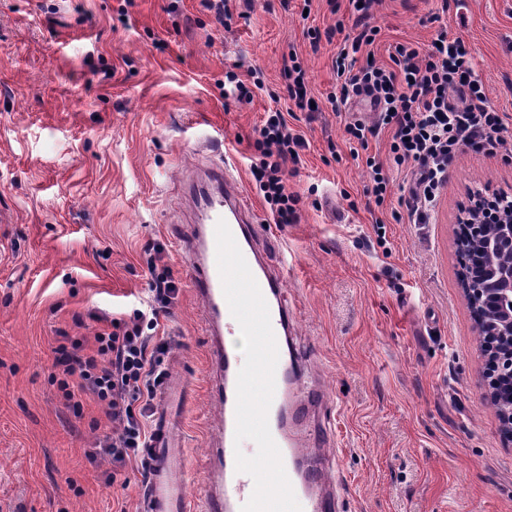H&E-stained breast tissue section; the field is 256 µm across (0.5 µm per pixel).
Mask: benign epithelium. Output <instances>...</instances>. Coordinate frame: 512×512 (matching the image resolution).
<instances>
[{
    "label": "benign epithelium",
    "instance_id": "1",
    "mask_svg": "<svg viewBox=\"0 0 512 512\" xmlns=\"http://www.w3.org/2000/svg\"><path fill=\"white\" fill-rule=\"evenodd\" d=\"M507 219L492 224L493 234L486 235L487 225L479 224L474 235L494 242L508 244V252L492 262L481 274L483 285L469 275L461 274L465 299L474 309L484 312L476 318L478 329L489 336H497L503 342V351L492 360L493 377L489 382V397L500 400L505 394L512 395V208Z\"/></svg>",
    "mask_w": 512,
    "mask_h": 512
}]
</instances>
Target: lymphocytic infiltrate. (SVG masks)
<instances>
[{"label": "lymphocytic infiltrate", "mask_w": 512, "mask_h": 512, "mask_svg": "<svg viewBox=\"0 0 512 512\" xmlns=\"http://www.w3.org/2000/svg\"><path fill=\"white\" fill-rule=\"evenodd\" d=\"M380 0H349L357 33L336 31L344 44L336 58L340 103L369 95L379 110L372 118H353L345 125L349 141L367 150L381 131H389V158L395 165L412 163L414 186L401 198L409 223H429L448 168L461 147L495 154L506 143L508 129L503 115L487 99L473 57L462 36L439 27L433 42L420 46L398 42L389 53L390 65L368 63L360 67L356 55L372 45L379 33L369 23ZM257 154L251 174L274 221L292 224L297 219V194L286 186L287 165L298 162L304 139L291 132L280 110H269L256 130ZM159 311H135L130 322L113 319L112 330H101L93 348L78 340L59 344L55 365L57 383L66 400L92 396L120 428L105 433L88 453L89 459L107 458L112 464L108 480H116L128 466L147 470L143 456L150 440L148 420L157 386L165 371L161 356L166 342L155 336Z\"/></svg>", "instance_id": "f902f5d3"}]
</instances>
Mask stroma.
<instances>
[{"instance_id":"1","label":"stroma","mask_w":512,"mask_h":512,"mask_svg":"<svg viewBox=\"0 0 512 512\" xmlns=\"http://www.w3.org/2000/svg\"><path fill=\"white\" fill-rule=\"evenodd\" d=\"M169 3L134 0L122 17L119 0H0V512H140L136 467L109 484V462L85 456L112 427L102 407L86 396L74 412L51 375L61 334L93 346L103 318L148 300L154 272L178 288L157 333L173 340L164 366L189 374L191 494L205 484L218 418L178 189L224 157L259 218L258 249L288 272L293 342L325 396L320 453L339 455L340 512H512V438L485 400L454 234L473 191L512 195V146L461 148L432 222L408 223L410 165L391 168L376 205L345 141L365 107L329 100L348 0H230L225 27L199 0ZM373 24L359 58L380 65L437 25L460 34L490 104L512 118V0H381ZM293 53L316 110L288 119L306 142L287 175L301 200L297 222L277 224L250 160ZM233 65L243 80L260 72L265 91L225 101Z\"/></svg>"}]
</instances>
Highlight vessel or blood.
<instances>
[{
	"mask_svg": "<svg viewBox=\"0 0 512 512\" xmlns=\"http://www.w3.org/2000/svg\"><path fill=\"white\" fill-rule=\"evenodd\" d=\"M191 227L181 239L186 256V276L202 300L205 331L210 338L209 360L215 376L214 396L220 413L219 430L212 441L213 465L204 487V512H240L250 498L254 482L237 472L235 463L236 386L243 365L238 349L227 345L225 335L238 333L225 299L216 261V226L225 222L242 252L267 303L275 337L288 334L291 317L283 299L284 278L272 273L252 243L254 212L245 203L228 165L213 164L183 185ZM190 398L186 374L168 376L151 428L146 455L150 481L142 495L141 512H188V484L183 464L187 448L184 424L174 422L167 405L172 397ZM322 399L306 382L298 362L278 360L275 392L268 412L271 435L278 446L286 474L302 512H336L340 486L330 479L327 466L309 454L308 439L291 430L295 410Z\"/></svg>",
	"mask_w": 512,
	"mask_h": 512,
	"instance_id": "1",
	"label": "vessel or blood"
}]
</instances>
